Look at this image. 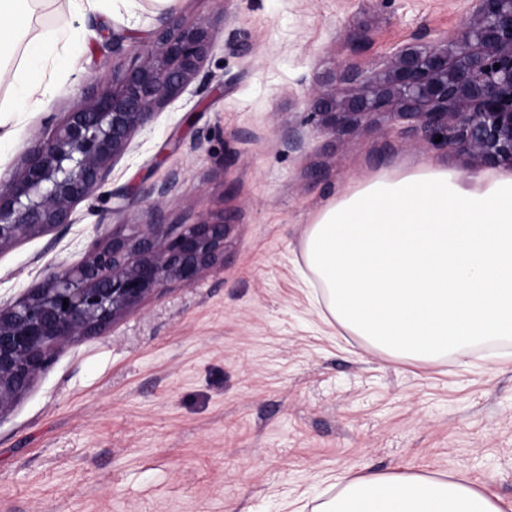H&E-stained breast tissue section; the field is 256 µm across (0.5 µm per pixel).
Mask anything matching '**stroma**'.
Listing matches in <instances>:
<instances>
[{
	"label": "stroma",
	"mask_w": 512,
	"mask_h": 512,
	"mask_svg": "<svg viewBox=\"0 0 512 512\" xmlns=\"http://www.w3.org/2000/svg\"><path fill=\"white\" fill-rule=\"evenodd\" d=\"M470 0H116L93 14L42 0L62 31L37 108L0 114V177L84 89L111 85L160 17L217 37L197 78L114 165L123 209L87 203L53 236L0 248V303L79 263L121 228L232 219L223 267L172 285L102 335L62 346L0 414V512H318L342 476L465 477L512 512V347L397 362L342 328L304 262L319 211L380 172L483 168L417 144L385 112L335 129L310 93L339 66L454 35ZM122 34L103 50L100 29ZM161 211L149 203L167 182Z\"/></svg>",
	"instance_id": "1"
}]
</instances>
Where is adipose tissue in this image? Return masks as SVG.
<instances>
[{
    "mask_svg": "<svg viewBox=\"0 0 512 512\" xmlns=\"http://www.w3.org/2000/svg\"><path fill=\"white\" fill-rule=\"evenodd\" d=\"M37 0H0V112L38 105L45 54L60 37L36 29ZM23 55H16L19 41ZM305 262L332 317L396 360L434 363L512 341V176L478 178L433 163L380 174L330 203L310 224ZM320 512H501L470 482L425 474L345 478Z\"/></svg>",
    "mask_w": 512,
    "mask_h": 512,
    "instance_id": "adipose-tissue-1",
    "label": "adipose tissue"
}]
</instances>
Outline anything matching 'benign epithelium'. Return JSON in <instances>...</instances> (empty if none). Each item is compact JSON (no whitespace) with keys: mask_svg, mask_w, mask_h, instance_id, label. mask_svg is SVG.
Wrapping results in <instances>:
<instances>
[{"mask_svg":"<svg viewBox=\"0 0 512 512\" xmlns=\"http://www.w3.org/2000/svg\"><path fill=\"white\" fill-rule=\"evenodd\" d=\"M214 30L160 20L139 60L112 73V87L84 98L32 143L21 171L0 180V249L75 223L78 204L113 198L114 164L154 114L172 105L201 72ZM354 86L314 92L313 108L334 128L394 112L420 142L512 167V0H471L457 35L399 47L371 77L346 65ZM440 142H435V139ZM230 224H148L93 242L77 266L52 271L13 303L0 304V414L26 393L56 350L101 334L173 284L191 286L224 260ZM68 306H63V302Z\"/></svg>","mask_w":512,"mask_h":512,"instance_id":"7a95c632","label":"benign epithelium"}]
</instances>
